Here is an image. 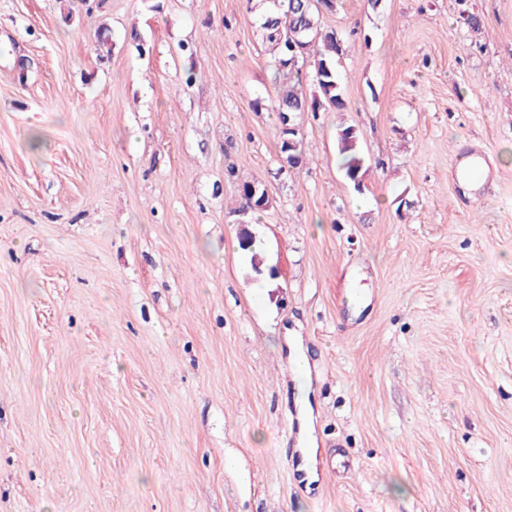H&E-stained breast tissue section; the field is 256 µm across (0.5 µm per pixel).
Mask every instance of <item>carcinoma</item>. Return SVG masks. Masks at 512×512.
Wrapping results in <instances>:
<instances>
[{
	"label": "carcinoma",
	"mask_w": 512,
	"mask_h": 512,
	"mask_svg": "<svg viewBox=\"0 0 512 512\" xmlns=\"http://www.w3.org/2000/svg\"><path fill=\"white\" fill-rule=\"evenodd\" d=\"M259 10V27L261 30L264 52L274 63L276 73L284 83L278 88L271 100L272 111L278 116L288 112L296 114L318 111L317 102L328 108L341 111L345 107L341 94V77L338 70L339 60L344 51V40L335 30H326L322 26L323 11L329 9L325 0L313 3L311 0H256ZM290 30L297 38L314 42L311 71L303 73L304 61L289 64L286 46L276 37V31ZM311 80L317 94L307 95L302 77ZM337 144L341 156V168L345 178L360 188L366 158L360 147V136L352 126H345L337 133ZM249 210L248 221L254 222L266 211L258 198L245 192H239V207L236 212ZM256 237H250L245 244H240L252 270L263 266V256L255 250Z\"/></svg>",
	"instance_id": "1"
}]
</instances>
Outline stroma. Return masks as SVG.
Listing matches in <instances>:
<instances>
[{
	"label": "stroma",
	"instance_id": "35a3bbf8",
	"mask_svg": "<svg viewBox=\"0 0 512 512\" xmlns=\"http://www.w3.org/2000/svg\"><path fill=\"white\" fill-rule=\"evenodd\" d=\"M322 24L345 107L285 171L248 0H0V512H512V0ZM337 144L344 176L358 189L362 184L366 158L360 147L357 130L353 126L342 127L337 133ZM250 183L253 182L245 181L239 185V207L234 211V215L241 212L242 210L249 209V214L246 218H248V221L250 224H252L256 219H259L258 217H260L261 213L265 212L267 209L263 207L262 203L258 201L260 195L252 198L258 192V189L255 185L252 184L248 188V192L250 195H252V197L242 191V187ZM299 420L301 447L298 448L301 457L298 469L305 473L308 481L317 480L316 454L317 439L315 435V415L309 395H304L299 403Z\"/></svg>",
	"mask_w": 512,
	"mask_h": 512
}]
</instances>
